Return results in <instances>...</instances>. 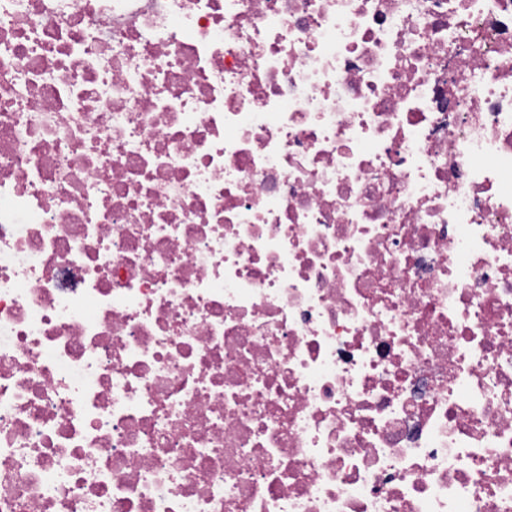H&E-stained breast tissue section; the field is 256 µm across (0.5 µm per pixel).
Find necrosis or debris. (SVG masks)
<instances>
[{
	"label": "necrosis or debris",
	"mask_w": 512,
	"mask_h": 512,
	"mask_svg": "<svg viewBox=\"0 0 512 512\" xmlns=\"http://www.w3.org/2000/svg\"><path fill=\"white\" fill-rule=\"evenodd\" d=\"M0 512H512V0H0Z\"/></svg>",
	"instance_id": "4bbe7bcc"
}]
</instances>
